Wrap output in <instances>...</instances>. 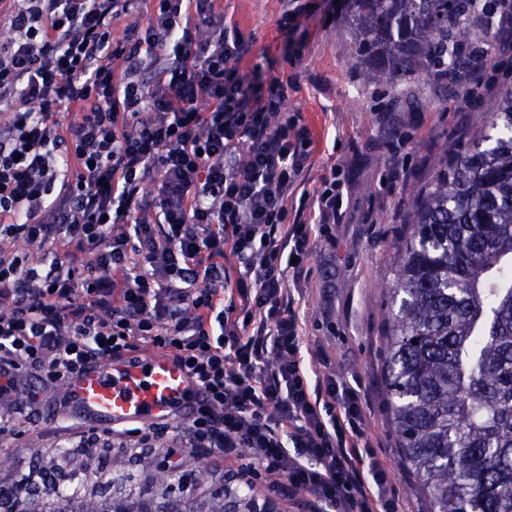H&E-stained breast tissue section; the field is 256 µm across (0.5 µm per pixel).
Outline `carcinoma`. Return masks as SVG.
<instances>
[{"mask_svg":"<svg viewBox=\"0 0 512 512\" xmlns=\"http://www.w3.org/2000/svg\"><path fill=\"white\" fill-rule=\"evenodd\" d=\"M505 0H348L365 76L471 72L472 14ZM385 317L383 383L400 463L431 512H512V91L416 205ZM0 485V512H156L144 496L77 499Z\"/></svg>","mask_w":512,"mask_h":512,"instance_id":"cac0c4a2","label":"carcinoma"}]
</instances>
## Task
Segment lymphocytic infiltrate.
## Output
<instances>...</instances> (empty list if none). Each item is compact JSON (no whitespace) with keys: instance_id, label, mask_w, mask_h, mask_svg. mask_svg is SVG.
<instances>
[{"instance_id":"f902f5d3","label":"lymphocytic infiltrate","mask_w":512,"mask_h":512,"mask_svg":"<svg viewBox=\"0 0 512 512\" xmlns=\"http://www.w3.org/2000/svg\"><path fill=\"white\" fill-rule=\"evenodd\" d=\"M250 47L216 0L0 5V402L146 344L204 395L181 443L236 461L244 487L283 477L304 512H398L365 397L310 374L288 290L343 193L301 190L312 134L287 84L251 90Z\"/></svg>"}]
</instances>
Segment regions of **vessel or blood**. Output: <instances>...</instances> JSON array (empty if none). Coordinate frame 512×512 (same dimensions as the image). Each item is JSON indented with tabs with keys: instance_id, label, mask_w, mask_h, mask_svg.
Wrapping results in <instances>:
<instances>
[{
	"instance_id": "b4317fda",
	"label": "vessel or blood",
	"mask_w": 512,
	"mask_h": 512,
	"mask_svg": "<svg viewBox=\"0 0 512 512\" xmlns=\"http://www.w3.org/2000/svg\"><path fill=\"white\" fill-rule=\"evenodd\" d=\"M64 391L75 417L108 428L184 422L200 398L187 369L158 351L86 365Z\"/></svg>"
}]
</instances>
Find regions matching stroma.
Segmentation results:
<instances>
[{"mask_svg":"<svg viewBox=\"0 0 512 512\" xmlns=\"http://www.w3.org/2000/svg\"><path fill=\"white\" fill-rule=\"evenodd\" d=\"M220 7L251 41L241 70L286 82L290 112L300 113L313 134L304 189L314 191L333 176L348 198L339 222L325 225L316 239L310 273L299 285L311 367L369 393L367 432L381 447L400 512H430L399 464L383 386L384 315L391 303L396 248L414 222L416 198L475 136L478 114L494 111L512 88V35L490 40L481 27L471 25L468 45L493 42L496 56L483 68L480 83L448 96L443 92L447 80L437 72L408 77L396 86L365 79L340 25L341 8L329 0H221ZM9 410L16 413L15 428L22 436H0L1 484L37 483L44 473L62 470L67 474L59 484L63 493L159 497L151 477L163 455L148 450L134 457L115 446L81 447L85 426L70 417L62 386L42 391L33 411L24 392H17ZM85 458L103 461L104 482L72 477L74 461ZM178 458L181 475L209 467V480L196 489L197 497L225 484L234 501H254L258 512L283 507L302 512V494L284 500L262 479L254 490L240 487L231 478L236 463L220 455L204 458L184 448Z\"/></svg>","mask_w":512,"mask_h":512,"instance_id":"1","label":"stroma"}]
</instances>
